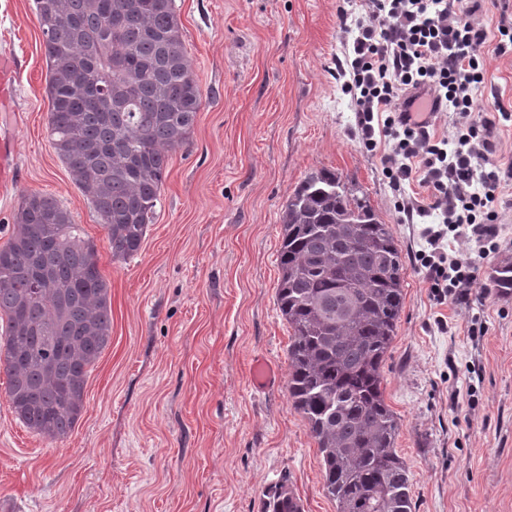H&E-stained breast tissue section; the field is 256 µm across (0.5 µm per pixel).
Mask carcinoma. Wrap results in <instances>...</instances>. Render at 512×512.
<instances>
[{
  "label": "carcinoma",
  "mask_w": 512,
  "mask_h": 512,
  "mask_svg": "<svg viewBox=\"0 0 512 512\" xmlns=\"http://www.w3.org/2000/svg\"><path fill=\"white\" fill-rule=\"evenodd\" d=\"M43 35L49 135L107 233L112 258L138 253L160 204L169 153L202 104L174 0H34ZM276 299L292 329L287 392L322 456L337 512H413L401 423L383 362L403 305L402 251L389 225L331 171L308 174L281 209ZM489 287L512 292V262ZM0 366L27 428L64 440L84 409L89 368L112 333L95 245L53 197L23 196L0 247ZM264 512H303L288 478Z\"/></svg>",
  "instance_id": "1"
}]
</instances>
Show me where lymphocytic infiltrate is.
<instances>
[{
    "label": "lymphocytic infiltrate",
    "mask_w": 512,
    "mask_h": 512,
    "mask_svg": "<svg viewBox=\"0 0 512 512\" xmlns=\"http://www.w3.org/2000/svg\"><path fill=\"white\" fill-rule=\"evenodd\" d=\"M353 4L340 0L337 7L352 44L336 75L355 101L365 148L376 150V133L392 137L382 165L393 189L422 171L429 203L406 196L398 208L409 219L439 218V227L424 230L427 247L417 257L437 301L465 299L475 268L466 254H449L445 241L452 234L494 244L496 192L512 180L511 167L491 162L495 146L486 125L471 120L485 80L487 32L464 0H363L359 14ZM435 112L456 114L455 138L431 135L427 117Z\"/></svg>",
    "instance_id": "1"
}]
</instances>
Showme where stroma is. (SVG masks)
I'll return each mask as SVG.
<instances>
[{"instance_id":"35a3bbf8","label":"stroma","mask_w":512,"mask_h":512,"mask_svg":"<svg viewBox=\"0 0 512 512\" xmlns=\"http://www.w3.org/2000/svg\"><path fill=\"white\" fill-rule=\"evenodd\" d=\"M202 93L187 145L172 151L139 252L113 259L90 199L48 131L47 65L34 0H0V52L25 67L0 127L16 136L17 183L0 201V246L23 194L53 196L80 224L110 283L112 338L92 367L84 410L52 442L15 418L0 369V512H262L289 475L303 512H336L322 457L285 383H250L254 360L288 370L292 330L276 289L281 207L310 172H336L389 224L405 262L404 308L385 358L386 403L415 512H512V296L488 288L512 260V182L497 191V247L461 239L477 281L466 303L437 304L406 219L366 151L336 65L337 0H174ZM489 38L477 113L512 101V51Z\"/></svg>"}]
</instances>
